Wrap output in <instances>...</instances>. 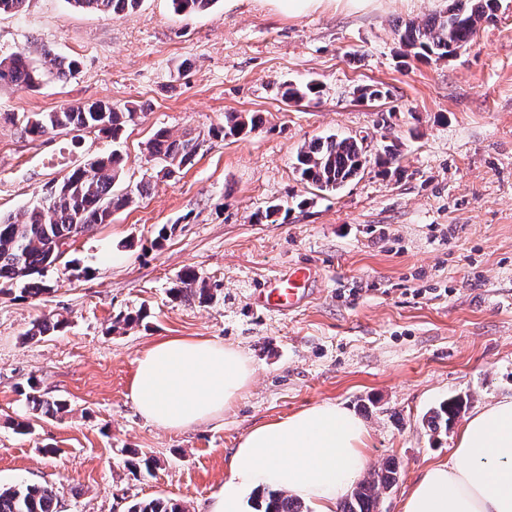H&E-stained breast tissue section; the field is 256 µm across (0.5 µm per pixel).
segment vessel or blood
Here are the masks:
<instances>
[{"instance_id": "1", "label": "vessel or blood", "mask_w": 512, "mask_h": 512, "mask_svg": "<svg viewBox=\"0 0 512 512\" xmlns=\"http://www.w3.org/2000/svg\"><path fill=\"white\" fill-rule=\"evenodd\" d=\"M316 278L308 264H296L269 279L253 295V305L263 311L292 312L301 307L307 287Z\"/></svg>"}]
</instances>
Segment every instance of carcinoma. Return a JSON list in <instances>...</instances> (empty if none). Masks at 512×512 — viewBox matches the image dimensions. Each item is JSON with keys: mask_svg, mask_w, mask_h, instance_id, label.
Here are the masks:
<instances>
[{"mask_svg": "<svg viewBox=\"0 0 512 512\" xmlns=\"http://www.w3.org/2000/svg\"><path fill=\"white\" fill-rule=\"evenodd\" d=\"M74 8L104 14L120 15L138 7L140 0H67ZM216 0H171L178 15L191 17L208 10ZM498 0H451L445 12L419 22L409 19L398 29L406 55L430 63L446 60L470 43L481 24L496 18ZM41 63L32 61L28 53L19 51L0 59V85L9 84L18 90L33 91L43 79L52 75L59 79L71 76L79 69L75 58H63L51 48L40 51ZM319 93L318 85L285 84L281 93L287 103H299ZM136 109L109 103L67 106L55 112H40L23 116V130L33 139L64 130L85 131L103 137L118 138L125 126L133 121ZM262 125V117H242L236 113L225 116L224 125L215 135L242 137ZM200 148L194 138L174 139L165 129L155 131L149 143V155L162 170L172 173L193 164ZM370 163L363 141L334 135L303 145L296 155V169L305 183L319 191L334 193L361 175ZM375 163L388 173L399 165V153L394 144L384 147ZM124 168L120 156L101 157L87 167L69 171L50 187L41 202L18 214L0 215V292L23 284L22 293L36 298L49 290L45 277L55 266L58 246L68 245L99 224H109L112 215L143 196L149 184L139 182L132 187H116ZM197 275L190 271L173 289L180 299L211 298L210 289L197 288ZM59 328V322L45 317L27 332L30 338L45 336ZM28 407L35 413L56 415L66 403L41 393L30 380L22 387ZM467 401L453 397L432 408L425 422L433 433L448 430L464 410ZM396 466L389 463L356 482L350 495L340 503L339 512H377L383 493L397 482ZM255 512H308L297 499L283 491L271 490L254 503ZM0 512H59L58 498L53 488L35 484L0 485ZM128 512H185V507L173 497H158L133 503Z\"/></svg>", "mask_w": 512, "mask_h": 512, "instance_id": "cac0c4a2", "label": "carcinoma"}]
</instances>
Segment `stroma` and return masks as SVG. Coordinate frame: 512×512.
Segmentation results:
<instances>
[{"label":"stroma","instance_id":"35a3bbf8","mask_svg":"<svg viewBox=\"0 0 512 512\" xmlns=\"http://www.w3.org/2000/svg\"><path fill=\"white\" fill-rule=\"evenodd\" d=\"M448 0H340L293 17L272 0H216L191 17L169 0H141L119 16L29 0L0 15V58L41 46L78 59L65 80L34 91L0 85V214L40 201L71 169L111 153L146 195L79 236L51 269L47 293H0V484L53 487L62 512H126L170 496L208 512L231 474L229 456L255 426L321 403L366 424L371 470L399 479L378 512H403L420 474L445 460L458 428L424 420L450 397L469 410L512 398V0L457 57L402 58L399 22ZM319 94L283 102V82ZM381 85L388 98L362 99ZM136 107L118 140L63 131L27 136L20 116L77 103ZM234 112L263 125L240 139L211 131ZM204 145L191 167L162 174L147 143L157 129ZM330 134L365 138L369 154L399 146L400 172L368 166L341 192L303 184L299 148ZM286 221L256 223L268 205ZM173 228L154 246L162 225ZM316 266L308 304L288 314L253 309L250 295L288 265ZM210 302L177 300L186 271ZM144 312L142 323L116 315ZM62 329L34 341L42 318ZM169 336L240 350L256 375L224 416L181 431L148 423L129 390L136 360ZM36 379L66 412H31L18 389ZM32 425L16 433V421ZM152 456L130 473L128 449Z\"/></svg>","mask_w":512,"mask_h":512}]
</instances>
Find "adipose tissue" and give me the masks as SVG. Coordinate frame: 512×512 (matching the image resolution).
Returning a JSON list of instances; mask_svg holds the SVG:
<instances>
[{
	"mask_svg": "<svg viewBox=\"0 0 512 512\" xmlns=\"http://www.w3.org/2000/svg\"><path fill=\"white\" fill-rule=\"evenodd\" d=\"M254 375L233 347L167 337L137 358L129 394L148 422L180 431L223 416ZM367 434L358 417L329 403L258 425L230 455L231 479L209 512H247L248 493L269 487L335 512L367 467ZM403 512H512V399L463 421L448 460L423 472Z\"/></svg>",
	"mask_w": 512,
	"mask_h": 512,
	"instance_id": "obj_1",
	"label": "adipose tissue"
}]
</instances>
